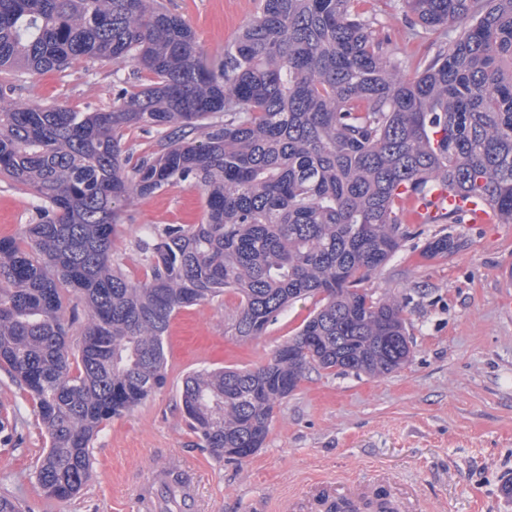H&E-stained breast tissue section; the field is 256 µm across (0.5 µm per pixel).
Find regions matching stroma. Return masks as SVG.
Instances as JSON below:
<instances>
[{"instance_id": "obj_1", "label": "stroma", "mask_w": 512, "mask_h": 512, "mask_svg": "<svg viewBox=\"0 0 512 512\" xmlns=\"http://www.w3.org/2000/svg\"><path fill=\"white\" fill-rule=\"evenodd\" d=\"M193 28L207 56L225 48L255 15L258 0H164ZM379 37L413 72L436 36H409L400 0H367ZM133 64L73 61L61 72L0 74L17 100L73 110L107 109L123 91L150 84ZM36 202L0 182V237L32 223ZM204 196L192 182L134 198L114 249L127 273L142 277L140 228L198 224ZM449 234L457 250L433 258L425 248ZM376 297L404 304L413 351L408 366L370 377L310 373L277 408L268 437L244 459L213 457L191 432L181 389L203 368H252L293 336L315 308L294 302L264 336L242 341L225 331L234 294L182 309L165 338L166 385L131 412L112 418L92 448L93 466L75 497L46 498L32 471L45 438L19 388L0 370V412L16 413L12 441L0 443V492L28 512H141L140 490L155 465L187 474L191 504L175 512H292L291 500L330 479L369 488L375 468L416 489L432 512H512V224H426L369 282Z\"/></svg>"}]
</instances>
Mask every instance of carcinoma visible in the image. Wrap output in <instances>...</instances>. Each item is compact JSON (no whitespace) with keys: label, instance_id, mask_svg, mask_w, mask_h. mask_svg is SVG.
<instances>
[{"label":"carcinoma","instance_id":"obj_1","mask_svg":"<svg viewBox=\"0 0 512 512\" xmlns=\"http://www.w3.org/2000/svg\"><path fill=\"white\" fill-rule=\"evenodd\" d=\"M360 3L260 0L209 60L160 0H0V72L86 59L154 76L93 112L0 90V178L39 215L0 238V369L44 430L34 477L47 497L79 494L103 426L165 384L181 309L231 292L227 331L256 339L317 299L264 363L184 378L203 447L243 459L310 370L381 376L411 362L404 308L362 287L415 235L402 187L445 183L512 224V0H402L412 30L459 31L406 76ZM132 127L157 135L138 157L123 142ZM186 181L204 220L142 228L144 273L130 277L114 250L124 208ZM453 248L443 234L426 253ZM66 291L87 311L75 346Z\"/></svg>","mask_w":512,"mask_h":512}]
</instances>
